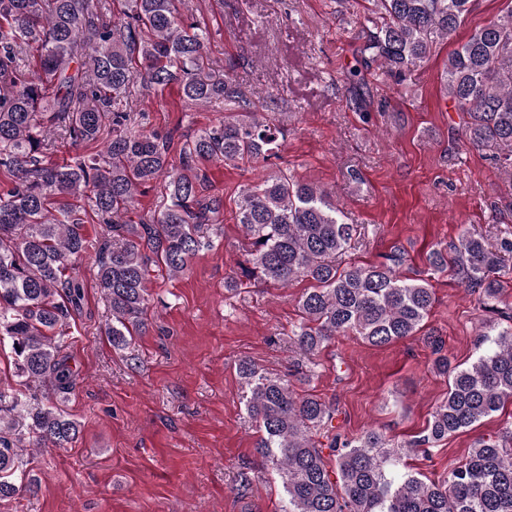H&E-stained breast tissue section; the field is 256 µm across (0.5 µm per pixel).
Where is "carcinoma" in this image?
Instances as JSON below:
<instances>
[{"label": "carcinoma", "mask_w": 512, "mask_h": 512, "mask_svg": "<svg viewBox=\"0 0 512 512\" xmlns=\"http://www.w3.org/2000/svg\"><path fill=\"white\" fill-rule=\"evenodd\" d=\"M373 2L381 21L362 28L358 53L399 80L428 58L436 40L456 32L471 0ZM183 5L108 0L104 10L93 0H0V169L11 176L0 185V347L10 350L19 385L0 386V501L38 493L27 449L64 448L80 434L59 401L76 385L63 350L83 301L76 267L92 247L86 219L106 226L95 278L112 347L126 350L148 328L150 268L177 277L213 246L224 197L203 194L204 165L277 156L283 129L252 109L234 77L209 72L208 28L186 21ZM137 79L147 89L176 85L197 105L224 100L236 111L184 141L175 160L171 136L138 129L134 113L116 108ZM443 85L463 114L465 142L496 147L495 160L512 174V8L448 56ZM66 145L96 150L69 162L49 159ZM158 181L160 208L128 219L143 188ZM237 221L250 250L241 278L225 287L239 288L244 279L315 283L299 299L301 320L292 330L301 355L350 332L373 347L390 345L416 335L433 308L428 280L401 278L396 252L376 264L336 265L357 226L344 222L324 189L281 169L241 189ZM502 251L512 253V238L497 252L464 231L427 257L432 271L476 294L489 318L468 366L452 363L440 337H427L448 395L409 448L429 447L512 402ZM237 371L258 433L255 451L282 482L280 512H512L511 422L497 437L477 439L448 476L425 481L375 430L343 440L329 434L334 408L326 400L298 394L289 380L247 360ZM44 387L57 402L42 400Z\"/></svg>", "instance_id": "obj_1"}]
</instances>
